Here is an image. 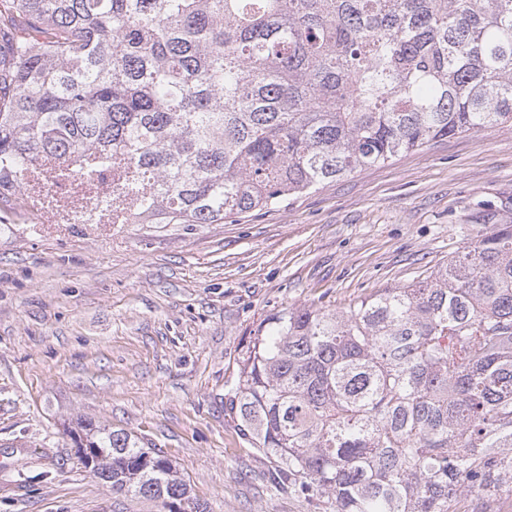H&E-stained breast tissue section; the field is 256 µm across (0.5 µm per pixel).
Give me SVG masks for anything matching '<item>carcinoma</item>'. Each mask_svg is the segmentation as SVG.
Returning a JSON list of instances; mask_svg holds the SVG:
<instances>
[{
  "instance_id": "1",
  "label": "carcinoma",
  "mask_w": 512,
  "mask_h": 512,
  "mask_svg": "<svg viewBox=\"0 0 512 512\" xmlns=\"http://www.w3.org/2000/svg\"><path fill=\"white\" fill-rule=\"evenodd\" d=\"M0 201L37 164L107 184L96 221L222 224L457 135L512 126V0H0ZM425 280L288 309L227 403L277 481L333 512H495L512 497V224ZM112 489L186 512L122 429Z\"/></svg>"
}]
</instances>
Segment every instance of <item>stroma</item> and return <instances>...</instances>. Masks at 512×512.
Returning a JSON list of instances; mask_svg holds the SVG:
<instances>
[{
	"mask_svg": "<svg viewBox=\"0 0 512 512\" xmlns=\"http://www.w3.org/2000/svg\"><path fill=\"white\" fill-rule=\"evenodd\" d=\"M489 203L512 204V127L221 224L88 231L31 182L0 213V512H166L84 467L82 425L160 452L205 512H326L271 484L275 459L226 408L243 347L285 309L425 279Z\"/></svg>",
	"mask_w": 512,
	"mask_h": 512,
	"instance_id": "35a3bbf8",
	"label": "stroma"
}]
</instances>
